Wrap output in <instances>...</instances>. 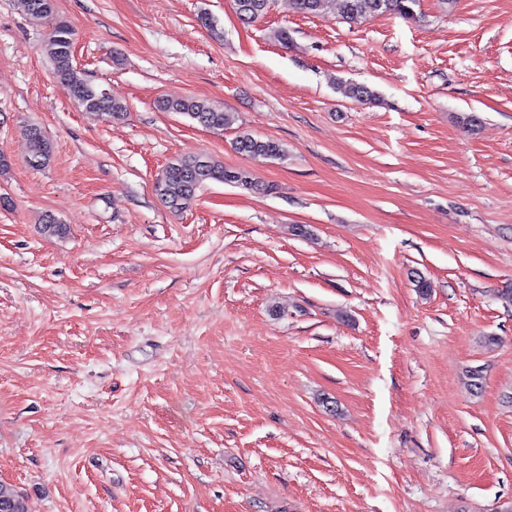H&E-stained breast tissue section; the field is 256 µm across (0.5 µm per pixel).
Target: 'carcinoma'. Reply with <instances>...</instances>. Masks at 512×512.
<instances>
[{
    "label": "carcinoma",
    "mask_w": 512,
    "mask_h": 512,
    "mask_svg": "<svg viewBox=\"0 0 512 512\" xmlns=\"http://www.w3.org/2000/svg\"><path fill=\"white\" fill-rule=\"evenodd\" d=\"M273 0H234L238 18L244 23L264 19L270 11ZM297 10L306 15L327 17L341 12L349 21H359L378 15H400L407 19L416 18L418 0H295ZM25 10L35 19L52 22L44 41L57 82L68 96L78 103L79 108L89 114L107 115L114 120L124 119L127 106L112 98L105 89L88 81L84 73L74 65L73 29L63 22L53 20L54 0H24ZM338 90L346 97L358 101H376L377 95L364 85L354 83L338 84ZM159 107L164 112H175L189 117L201 126L222 130L233 122L231 113L223 108L196 98L163 100ZM24 135L31 144L28 164L42 169L52 161L53 146L40 127L27 125ZM234 150L247 157L280 159L285 156L283 146L271 139H261L249 133H241L233 142ZM231 169L207 154L176 157L169 161L156 182V191L166 207L181 212L189 207L197 191L211 181L234 184L251 191H269L270 186L261 185L243 170L228 177ZM43 233L61 236L66 226L52 213L41 219ZM0 512H28L24 496L10 485L0 483Z\"/></svg>",
    "instance_id": "carcinoma-1"
}]
</instances>
